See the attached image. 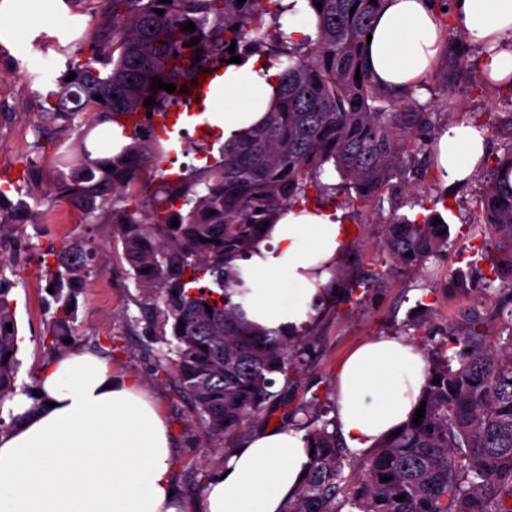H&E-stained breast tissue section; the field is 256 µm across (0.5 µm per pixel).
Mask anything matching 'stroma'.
Wrapping results in <instances>:
<instances>
[{"label":"stroma","mask_w":512,"mask_h":512,"mask_svg":"<svg viewBox=\"0 0 512 512\" xmlns=\"http://www.w3.org/2000/svg\"><path fill=\"white\" fill-rule=\"evenodd\" d=\"M109 10L108 0H79L77 6H61L50 15L22 17V44L0 39V177L30 169L32 181L19 184L13 197L42 216L38 223L15 226L0 236V261L13 272L10 297L16 305L18 334L23 338L17 354L16 384L36 385L40 369L58 356L45 338L56 305L48 292L44 260L50 249L81 239L92 259L76 293L73 340L76 346L104 357L114 372L141 381L169 430L176 454L174 486L184 498L197 501L228 448L209 446L191 399L178 386L173 371L158 366L164 328L154 312L155 300L137 288L106 219L87 217L82 223L67 225L43 219L44 214L64 205L50 192L54 178L51 158L72 150L77 141L76 129L64 118L44 113L43 99L56 89V79L64 72L68 55L75 53L78 39L98 32L109 19ZM24 70L38 74V83L30 85L21 79ZM482 72L478 47H471L457 68L452 65L451 52H444L413 97L418 106L436 113V129L451 122L489 124V152L499 155L512 146V90L475 87ZM452 88L457 91L453 99L448 96ZM483 186L480 173L466 185L448 186L432 168L425 178L409 183L392 180L383 191L379 209L351 206L342 192L325 201L341 212L343 223L353 227L349 258L341 267L343 280L354 279L362 271L378 273L381 280L356 304L327 308L311 324L310 357L299 378L301 393L333 397L336 367L358 343L382 335L407 338L418 323L444 331L456 320L459 309L471 304L472 294L449 285L448 274L458 268L462 250L482 242L478 200ZM441 195L450 203L447 217L452 233L447 248L418 269L395 271L383 246L390 213L408 212L409 201ZM424 296L431 309H417V300Z\"/></svg>","instance_id":"1"}]
</instances>
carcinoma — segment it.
Masks as SVG:
<instances>
[{
    "instance_id": "cac0c4a2",
    "label": "carcinoma",
    "mask_w": 512,
    "mask_h": 512,
    "mask_svg": "<svg viewBox=\"0 0 512 512\" xmlns=\"http://www.w3.org/2000/svg\"><path fill=\"white\" fill-rule=\"evenodd\" d=\"M110 2L112 20L100 38L87 40V58L68 61L60 91L44 99L45 111L65 116L73 94L79 113L88 115L77 148L58 160L69 175L54 187L59 197L112 220L137 287L162 303L170 339L161 357L174 365L216 444L238 437L266 410L275 398L274 376L283 377L286 390L294 385L310 344L300 335L269 338L237 315L231 297L244 282L236 261L254 253L267 237L260 228L272 226L279 211L308 199V187L327 190L320 181L327 167L339 173L350 200L378 208L392 179L425 177L408 145L434 157L433 115L412 107L414 89H383L367 69L366 37L383 0H308L316 36L292 43L281 23L283 0ZM267 17L273 26H264ZM188 21L192 33L183 31ZM194 37L199 43L184 46ZM233 42L234 55L256 52L278 66L277 105L261 125L225 142L214 163L176 181H157L152 172L141 177L148 163L165 172L168 157L181 149L154 136L147 113L164 117L183 104L181 84L224 66ZM70 72L76 77L67 82ZM153 77L175 84V92L150 90ZM149 96L150 108L143 106ZM100 126L107 141L117 126L131 142L115 155L92 157L86 140ZM482 166L484 244L470 254L468 271L450 274L474 303L448 323L445 341L428 349L424 417L356 457L344 449L335 419L326 418L327 403L317 396L298 401L281 421L307 429L314 453L306 481L283 512H512V289L496 287L512 281V146L485 156ZM117 199L124 206L116 207ZM35 216L0 187V235ZM174 219L179 226H171ZM449 236L435 210L420 218L394 212L384 246L393 263L412 268L440 252ZM51 255L47 273L59 315L49 336L60 346L71 337L87 250L71 241ZM379 279L353 281L341 300L352 302L357 289ZM6 283L0 266L1 434L18 421L1 416L7 402L19 391L35 398L33 390L16 387L18 327Z\"/></svg>"
}]
</instances>
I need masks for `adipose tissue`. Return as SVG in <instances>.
<instances>
[{
	"label": "adipose tissue",
	"instance_id": "1",
	"mask_svg": "<svg viewBox=\"0 0 512 512\" xmlns=\"http://www.w3.org/2000/svg\"><path fill=\"white\" fill-rule=\"evenodd\" d=\"M468 40L482 50L493 83L512 79V0H448ZM437 0H383L366 58L377 83L419 85L443 49ZM276 67L255 55L228 65L209 99L224 138L243 135L272 106ZM486 153L473 125L453 123L437 140L436 170L450 186L470 180ZM349 240L331 208L288 209L256 252L240 261L243 293L232 301L270 337L315 321L334 293ZM422 351L400 336L357 345L336 370V429L358 456L405 424L426 380ZM40 404L17 394L19 422L0 435V512H281L304 483L312 456L306 433L273 427L245 434L206 486L199 504L174 491L164 420L133 376L74 348L38 375Z\"/></svg>",
	"mask_w": 512,
	"mask_h": 512
}]
</instances>
